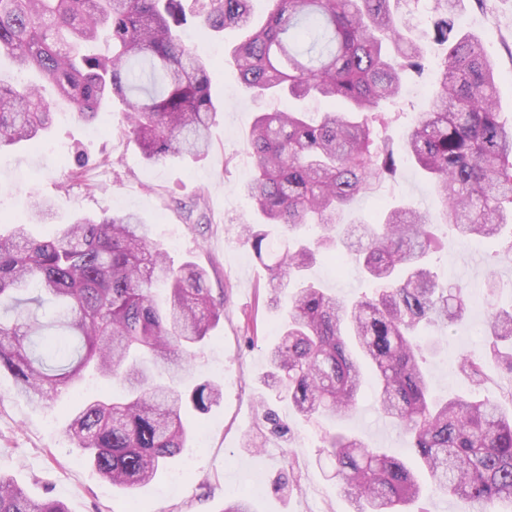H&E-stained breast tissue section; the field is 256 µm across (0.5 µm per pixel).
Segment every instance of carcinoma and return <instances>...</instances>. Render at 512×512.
I'll use <instances>...</instances> for the list:
<instances>
[{"label":"carcinoma","instance_id":"cac0c4a2","mask_svg":"<svg viewBox=\"0 0 512 512\" xmlns=\"http://www.w3.org/2000/svg\"><path fill=\"white\" fill-rule=\"evenodd\" d=\"M269 2L258 27L250 0L204 4L210 30L244 31L232 57L245 92L347 105L316 123L304 112H261L246 142L254 174L244 193L262 223L244 225L243 241L274 300L289 293L268 355L272 387L304 419H334L355 407L372 371L377 411L409 437L418 470L355 435L325 434L353 512H408L428 488L460 512H512V388L482 395L488 365L512 375V308L495 307L487 286L486 348L459 361L465 397L430 398L417 333L447 329L470 303L467 286L442 284L429 267L440 229L470 242L512 227V122L493 100L495 64L459 32L460 0H434L425 36L446 52L406 150L441 203L439 219L401 204L378 224H343L358 195L397 172L377 128L380 105L395 104L404 75L424 68L422 45L405 34L410 0ZM187 23L184 0H0V52L53 84L81 119L118 104L144 161L201 156L218 106L208 65L180 38ZM102 38L112 54L90 52ZM51 119L37 85L0 80V148L39 137ZM52 216L53 204L34 196L28 221L0 233V371L37 405L88 369L120 386L117 397L75 404L65 434L112 486L133 490L179 456L185 409L204 413L222 396L217 383L186 389L182 380L224 298L212 296L205 269L174 265L134 213L79 216L34 237L29 224ZM342 247L376 285L371 294L346 300L309 280L317 254ZM0 512L67 509L0 475Z\"/></svg>","mask_w":512,"mask_h":512}]
</instances>
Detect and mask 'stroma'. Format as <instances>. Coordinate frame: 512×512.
I'll return each instance as SVG.
<instances>
[{"label":"stroma","instance_id":"stroma-1","mask_svg":"<svg viewBox=\"0 0 512 512\" xmlns=\"http://www.w3.org/2000/svg\"><path fill=\"white\" fill-rule=\"evenodd\" d=\"M456 21L462 32L481 40L496 61V101L504 117L511 118L512 0H462ZM188 32L190 49L210 65L212 94L220 105L209 130L208 154L145 162L125 131L122 113L77 119L54 85L42 83L40 92L53 112L50 130L0 150V230L26 220L33 194L55 204V221L31 227L42 237L52 236L58 223L77 213H138L174 263L190 260L204 268L213 295L225 298L224 315L189 374L194 382L219 383L223 396L209 411L190 414L191 438L175 465L134 493L122 494L63 434L77 398L108 396L110 385L90 375L76 389L62 391L56 404L41 408L18 393L13 377L2 371L0 473L14 478L31 498L63 501L69 512H219L232 495L246 496L253 512H350L349 501L330 478L333 466L323 448L321 427L299 420L287 399L268 384L267 350L277 334L280 310L270 299L263 266L240 236L242 225L257 218L242 191L253 173L244 141L260 112L293 109L297 103L255 100L243 93L230 56L238 32L205 31L195 21ZM435 90V75L426 71L408 82L391 106L394 120L387 133L396 152L404 150L412 115L425 109ZM79 155L86 164L75 178L71 171ZM404 202L430 214L439 210L426 180L408 162L401 163L393 179L358 196L344 220L374 223L384 207ZM500 249L497 239L475 246L452 239L432 260L440 280L460 282L471 293L467 315L452 326L437 353L425 356L435 397L467 391L457 363L463 354L483 346L488 320L485 281L495 278L498 301L512 304V262H498ZM331 265L322 255L311 270L322 287L345 298L371 293L372 284L355 266L337 273ZM265 409L287 421L289 434L257 448L245 447V434L263 426ZM334 429L357 434L406 464L416 461L403 432L379 418L372 393H365L352 412L338 418Z\"/></svg>","mask_w":512,"mask_h":512}]
</instances>
